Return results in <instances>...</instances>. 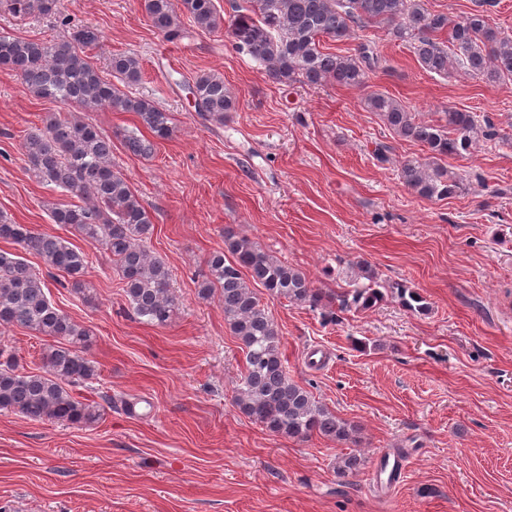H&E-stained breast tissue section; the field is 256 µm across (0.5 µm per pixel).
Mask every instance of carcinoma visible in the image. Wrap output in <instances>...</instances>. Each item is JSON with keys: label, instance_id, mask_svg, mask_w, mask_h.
Here are the masks:
<instances>
[{"label": "carcinoma", "instance_id": "1", "mask_svg": "<svg viewBox=\"0 0 512 512\" xmlns=\"http://www.w3.org/2000/svg\"><path fill=\"white\" fill-rule=\"evenodd\" d=\"M0 8L19 17L58 14L57 0H0ZM143 8L151 25L169 42L188 36L179 20L181 12L203 32L224 22L213 0H143ZM231 9L227 33L232 45L264 66L270 79L359 88L365 91L363 106L376 113L395 137L426 148V157L406 159L399 169L404 186L420 198L443 200L461 192L463 176L449 171L441 161L468 155L479 142L499 136L489 118L474 112L450 109L440 120L426 122L389 94L369 89L370 74L381 68L369 41L355 44L345 54L323 44L327 38L341 42L358 31L383 26L394 40L412 48L424 71L445 78L463 74L494 85L512 78V36L492 27L483 10L451 19L446 13L430 11L427 0H252L250 9L238 3ZM443 33L445 40L440 38ZM99 39L98 29L89 25L73 28L62 42L0 34V69L19 75L34 97L71 107L65 113H48L42 127L28 133L23 145L27 170L36 181L79 200L51 207L50 219L110 253L134 315L163 326L173 318L177 302L167 263L146 246L154 224L127 177L112 166V136L79 111L109 106L133 112L159 140L172 135L173 122L170 113L153 102L131 97L112 83L114 78L124 84L139 80L138 56L114 55L109 77L90 62L87 50ZM187 87L196 111L206 121L222 124L224 113L236 111V98L219 74L202 73ZM124 141L134 155H145L153 147L135 131L127 133ZM0 240L35 253L47 270L64 273L67 287L75 293L84 295L91 288L87 255L67 239L16 224L0 213ZM357 268L365 282L326 294L312 288L302 271L229 228L224 229V250L207 259L198 295L219 296L225 324L245 357L235 405L267 431L297 439L319 434L351 442L358 428L288 376L279 328L257 287L273 298L313 308L334 303L340 312L370 309L389 291L408 309L427 310L415 290L379 282L362 263ZM0 325L20 326L53 340L41 353L39 372H21L12 364L0 363V410L81 427L99 420L100 405L81 401L68 390L98 375L96 363L84 354L91 330L56 308L45 279L23 257L2 250Z\"/></svg>", "mask_w": 512, "mask_h": 512}]
</instances>
